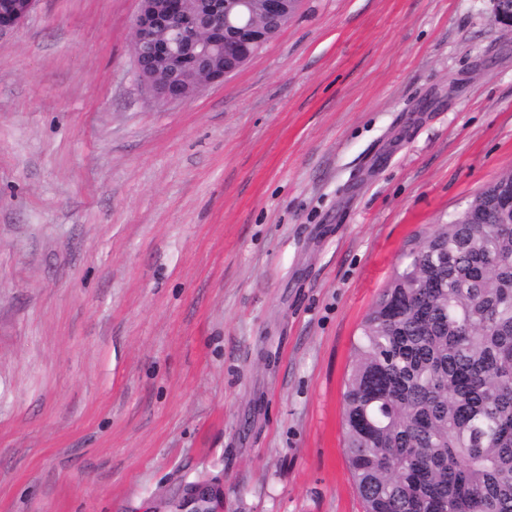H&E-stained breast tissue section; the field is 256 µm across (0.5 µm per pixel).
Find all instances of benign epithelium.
I'll list each match as a JSON object with an SVG mask.
<instances>
[{
  "mask_svg": "<svg viewBox=\"0 0 512 512\" xmlns=\"http://www.w3.org/2000/svg\"><path fill=\"white\" fill-rule=\"evenodd\" d=\"M134 36L138 69L143 81L166 103L183 101L239 71L260 49L272 42L298 12L302 0H139ZM37 0H13L0 31L11 30L33 11ZM493 21L512 30V0H490ZM185 69L200 70L205 80L190 92ZM512 215V181H503L493 197L473 202L469 217L476 220L487 208ZM212 483L182 486L176 512H199L196 505L217 501Z\"/></svg>",
  "mask_w": 512,
  "mask_h": 512,
  "instance_id": "1",
  "label": "benign epithelium"
}]
</instances>
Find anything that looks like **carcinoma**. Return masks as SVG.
I'll use <instances>...</instances> for the list:
<instances>
[{"mask_svg": "<svg viewBox=\"0 0 512 512\" xmlns=\"http://www.w3.org/2000/svg\"><path fill=\"white\" fill-rule=\"evenodd\" d=\"M342 425L364 512H512V226L462 210L405 254L353 343Z\"/></svg>", "mask_w": 512, "mask_h": 512, "instance_id": "obj_1", "label": "carcinoma"}]
</instances>
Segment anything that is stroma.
I'll use <instances>...</instances> for the list:
<instances>
[{
  "label": "stroma",
  "mask_w": 512,
  "mask_h": 512,
  "mask_svg": "<svg viewBox=\"0 0 512 512\" xmlns=\"http://www.w3.org/2000/svg\"><path fill=\"white\" fill-rule=\"evenodd\" d=\"M139 0L0 33V512H363L352 344L437 225L512 171L489 0H302L159 101ZM220 492L215 484L193 482L184 484L176 502L177 512H215V509L197 510L196 505L207 500L210 505L217 501Z\"/></svg>",
  "instance_id": "35a3bbf8"
}]
</instances>
